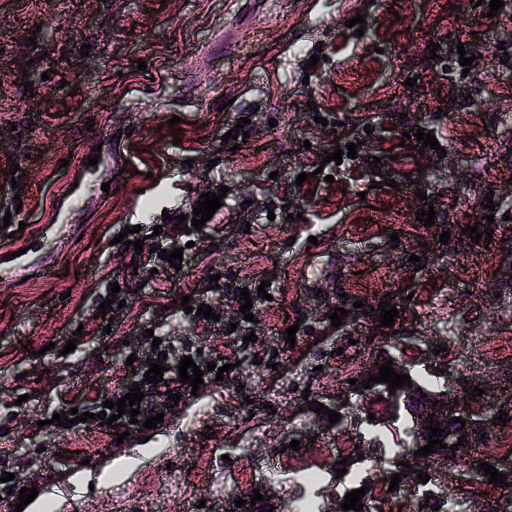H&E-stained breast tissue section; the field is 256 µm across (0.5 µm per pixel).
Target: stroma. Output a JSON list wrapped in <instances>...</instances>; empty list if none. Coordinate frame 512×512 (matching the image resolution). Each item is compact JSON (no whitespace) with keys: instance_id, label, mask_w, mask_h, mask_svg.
<instances>
[{"instance_id":"35a3bbf8","label":"stroma","mask_w":512,"mask_h":512,"mask_svg":"<svg viewBox=\"0 0 512 512\" xmlns=\"http://www.w3.org/2000/svg\"><path fill=\"white\" fill-rule=\"evenodd\" d=\"M488 10L472 0H0V218L11 219L0 230V463L15 476L0 482V512L16 502L13 485L38 487L57 512H224L227 480L266 469L283 512L306 462L321 488H348L334 469L353 436L343 427L307 442L314 408L339 395L356 417H385L343 369L372 356L375 327L355 301L405 288L404 328L451 359L429 372L434 385L452 383L463 401L474 386L488 400L512 392V363L492 350L453 362L475 332L512 333V0ZM360 14L357 37L346 22ZM241 118L249 137L226 150ZM418 128L439 149L403 139ZM351 143L356 155L325 162ZM372 156L376 172L352 175ZM224 185L222 206L195 229L201 194ZM488 195L497 207L484 245L460 229L481 221ZM294 206L302 216L291 222ZM428 208L434 225H418ZM135 225L140 253L117 239ZM176 248L178 269L161 258ZM264 281L253 320L239 319L235 289ZM115 283L124 306L108 323L96 313ZM185 296L217 322L185 313ZM149 329L173 353H220L232 369L167 409L147 442L131 424L119 444L97 416L156 362ZM74 409L91 419L52 424Z\"/></svg>"}]
</instances>
